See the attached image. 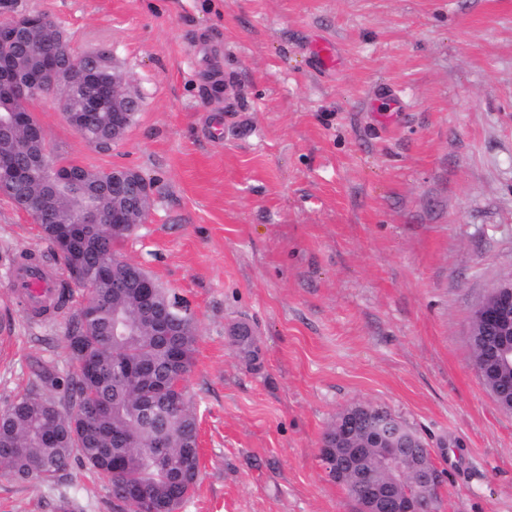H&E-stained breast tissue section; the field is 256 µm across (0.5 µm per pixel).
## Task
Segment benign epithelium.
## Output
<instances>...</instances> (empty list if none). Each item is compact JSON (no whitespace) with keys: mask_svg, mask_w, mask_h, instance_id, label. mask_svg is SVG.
Returning <instances> with one entry per match:
<instances>
[{"mask_svg":"<svg viewBox=\"0 0 512 512\" xmlns=\"http://www.w3.org/2000/svg\"><path fill=\"white\" fill-rule=\"evenodd\" d=\"M42 23L39 13L13 10L6 25L11 31L32 30ZM48 46L32 49L38 67L24 79L16 75L8 58H0V95L18 100L19 109L0 111V126L13 133H24V138L9 140V148L0 154V194L13 191L23 177L29 146L40 135L29 112V98L37 92L46 74L54 75L52 94L58 102L64 120L80 133L93 129L108 114L112 137H124L127 115L131 109H140L139 98L130 90L126 72L116 68L107 70L109 47L101 45L85 54L73 55L60 27H48ZM38 165L51 173L52 189L80 186L54 154L44 152L37 158ZM112 195L127 200L133 217L113 214L110 224H142L151 205L152 191L138 178L115 180ZM116 260L112 253L99 257L101 279L112 287L126 284L112 278ZM475 314L483 343L485 364L493 366L494 375L503 382L512 378V282L500 285L492 295L476 308ZM334 441L336 447L350 441L349 452L336 459V476L353 485L362 505V512H430L427 491L438 489L443 474L432 460H423L410 452L418 442L407 426L391 412L373 411L368 405H356L336 418ZM384 448L381 468L360 460L361 449Z\"/></svg>","mask_w":512,"mask_h":512,"instance_id":"obj_1","label":"benign epithelium"}]
</instances>
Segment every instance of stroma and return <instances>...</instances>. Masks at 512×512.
Segmentation results:
<instances>
[{
	"label": "stroma",
	"instance_id": "obj_1",
	"mask_svg": "<svg viewBox=\"0 0 512 512\" xmlns=\"http://www.w3.org/2000/svg\"><path fill=\"white\" fill-rule=\"evenodd\" d=\"M18 7L52 18L74 54L109 45L142 100L107 152L53 96L30 109L57 157L153 184L118 251L196 312L201 480L182 512H358L320 448L362 403L426 442L440 512H512V413L469 341L475 308L512 281V0ZM50 250L0 195V406L37 363L73 371L67 317L30 321L10 288L22 255ZM63 495L113 512L77 464L53 487L0 476V512H56Z\"/></svg>",
	"mask_w": 512,
	"mask_h": 512
}]
</instances>
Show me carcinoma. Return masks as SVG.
<instances>
[{
    "label": "carcinoma",
    "instance_id": "1",
    "mask_svg": "<svg viewBox=\"0 0 512 512\" xmlns=\"http://www.w3.org/2000/svg\"><path fill=\"white\" fill-rule=\"evenodd\" d=\"M82 190L60 192L56 224L38 225L42 239L62 256L67 273L56 309L66 307L73 288L86 291L85 307L94 319L69 322L68 358L75 367L64 383L44 365L36 379L0 409V474L19 483L52 485L74 459L91 482L102 487L122 512H174L187 502L200 478L197 407L189 390L168 398L172 376L189 373L198 338L197 321L173 309L178 296L155 284L153 308L145 309L135 288L115 293L95 285L100 252L110 251L127 235L110 224L84 230L73 220L96 205L110 214L126 208L112 196V179L127 178L125 168L89 170L73 162ZM48 175L39 166L8 199L20 210H34L50 196ZM71 246L62 247L63 236ZM118 319L123 334L112 333ZM154 321L178 335L157 336ZM93 406L90 426L77 420L74 407ZM164 447H157V443Z\"/></svg>",
    "mask_w": 512,
    "mask_h": 512
}]
</instances>
